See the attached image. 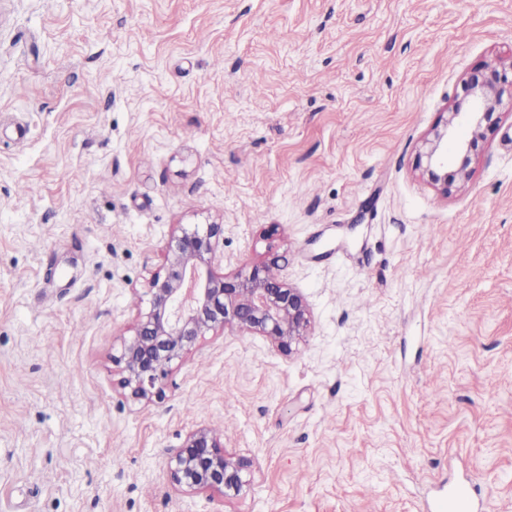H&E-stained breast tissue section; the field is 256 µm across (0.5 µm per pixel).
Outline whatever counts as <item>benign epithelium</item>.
Returning a JSON list of instances; mask_svg holds the SVG:
<instances>
[{"mask_svg": "<svg viewBox=\"0 0 512 512\" xmlns=\"http://www.w3.org/2000/svg\"><path fill=\"white\" fill-rule=\"evenodd\" d=\"M512 100V67L486 64L463 82V98L447 112L443 125L423 140L422 175L444 197L467 181L468 163L497 127L503 99ZM464 125L469 135L456 130ZM224 225L183 230L168 243L162 269L149 282V309L139 313L134 334L112 361L120 366V385L137 399L164 397L163 379L210 332L237 328L265 336L284 351L304 335L308 310L303 296L272 273L277 259L254 264L229 277L217 272L219 239ZM173 482L189 491L240 493L245 464L226 455L217 436L207 429L191 432L167 462Z\"/></svg>", "mask_w": 512, "mask_h": 512, "instance_id": "benign-epithelium-1", "label": "benign epithelium"}]
</instances>
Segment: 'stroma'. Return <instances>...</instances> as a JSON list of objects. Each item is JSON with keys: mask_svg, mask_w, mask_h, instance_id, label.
I'll return each mask as SVG.
<instances>
[{"mask_svg": "<svg viewBox=\"0 0 512 512\" xmlns=\"http://www.w3.org/2000/svg\"><path fill=\"white\" fill-rule=\"evenodd\" d=\"M490 63L512 0H0V512H426L464 467L512 512V108L450 197L417 169ZM211 223L307 330L134 400L112 357ZM199 428L239 495L173 484Z\"/></svg>", "mask_w": 512, "mask_h": 512, "instance_id": "1", "label": "stroma"}]
</instances>
